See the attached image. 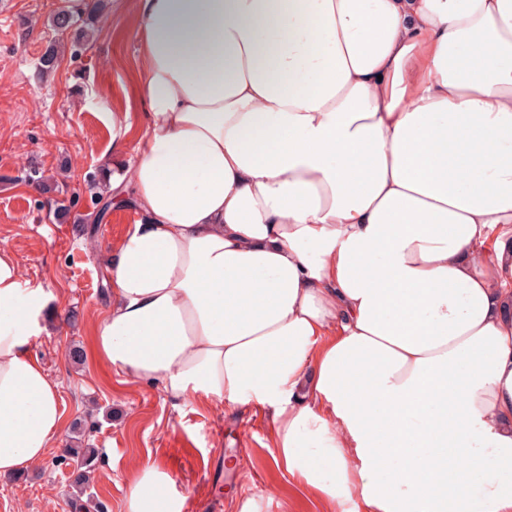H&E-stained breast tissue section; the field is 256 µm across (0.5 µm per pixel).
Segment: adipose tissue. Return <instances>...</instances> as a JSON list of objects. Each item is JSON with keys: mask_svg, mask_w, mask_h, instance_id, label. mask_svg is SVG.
Listing matches in <instances>:
<instances>
[{"mask_svg": "<svg viewBox=\"0 0 512 512\" xmlns=\"http://www.w3.org/2000/svg\"><path fill=\"white\" fill-rule=\"evenodd\" d=\"M137 210L99 356L268 410L369 512H512V0H140ZM50 295L0 248V477L59 442ZM138 469L126 512H183Z\"/></svg>", "mask_w": 512, "mask_h": 512, "instance_id": "1", "label": "adipose tissue"}]
</instances>
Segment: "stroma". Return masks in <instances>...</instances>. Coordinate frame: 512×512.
<instances>
[{
	"mask_svg": "<svg viewBox=\"0 0 512 512\" xmlns=\"http://www.w3.org/2000/svg\"><path fill=\"white\" fill-rule=\"evenodd\" d=\"M73 24L56 31L54 16ZM139 0H0V246L52 295L48 328L32 351L61 382L63 436L82 427L100 458L90 491L103 512H126L127 480L160 465L185 496L184 512H365L329 501L276 459L269 413L169 398L160 385L119 374L95 355L94 323L112 300L96 240L116 246L132 209L102 220L90 184L109 189L145 132ZM55 66L44 70L46 56ZM83 351L81 363L68 356ZM58 449L28 472L0 477V512H75L71 468Z\"/></svg>",
	"mask_w": 512,
	"mask_h": 512,
	"instance_id": "obj_1",
	"label": "stroma"
}]
</instances>
